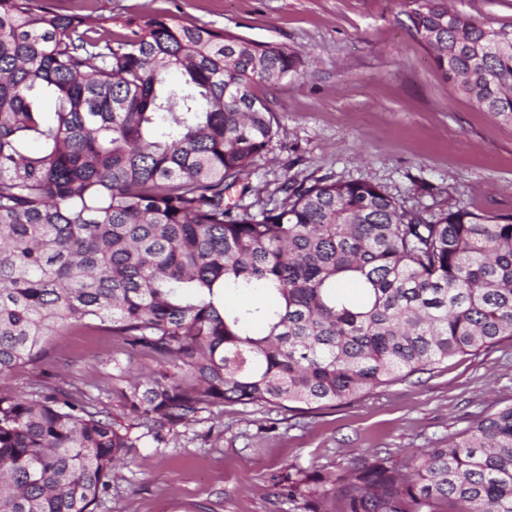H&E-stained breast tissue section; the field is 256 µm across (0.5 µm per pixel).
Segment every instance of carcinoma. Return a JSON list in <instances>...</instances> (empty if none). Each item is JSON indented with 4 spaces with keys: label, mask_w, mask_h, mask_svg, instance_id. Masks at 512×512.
<instances>
[{
    "label": "carcinoma",
    "mask_w": 512,
    "mask_h": 512,
    "mask_svg": "<svg viewBox=\"0 0 512 512\" xmlns=\"http://www.w3.org/2000/svg\"><path fill=\"white\" fill-rule=\"evenodd\" d=\"M404 15L449 86L512 123V25L445 0ZM107 22L0 0V512H98L130 449L226 402L306 415L512 340V217H427L367 181L290 178L280 206L226 204L273 136L255 86L299 74L300 53L175 14ZM91 325L128 346L111 388L126 425L74 385H10ZM281 497L512 512V403L431 448L289 477Z\"/></svg>",
    "instance_id": "obj_1"
}]
</instances>
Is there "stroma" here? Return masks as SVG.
Listing matches in <instances>:
<instances>
[{"mask_svg":"<svg viewBox=\"0 0 512 512\" xmlns=\"http://www.w3.org/2000/svg\"><path fill=\"white\" fill-rule=\"evenodd\" d=\"M405 0H94L121 23L175 11L191 23L299 51V75L255 91L276 134L252 162L247 190L228 202L278 206L282 183L361 180L405 207L436 214L464 205L512 216V124L451 90L403 26ZM119 344L96 329L53 337L48 358L23 366L19 388L62 377L93 397L112 386ZM512 401V340L458 356L431 373L296 419L227 403L131 449L99 512H294L274 482L288 472L350 466L376 449L428 448Z\"/></svg>","mask_w":512,"mask_h":512,"instance_id":"35a3bbf8","label":"stroma"}]
</instances>
